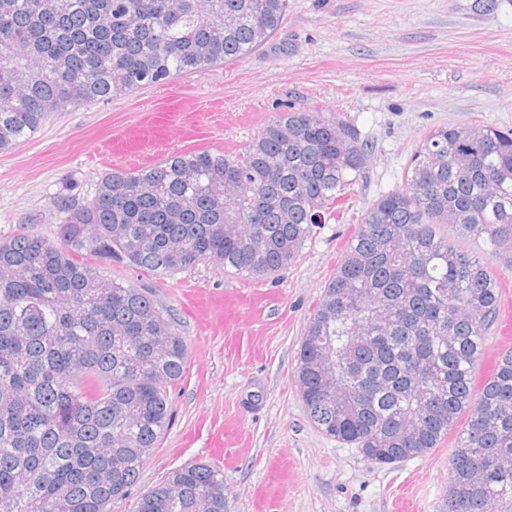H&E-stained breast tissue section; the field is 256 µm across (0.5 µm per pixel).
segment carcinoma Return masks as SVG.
<instances>
[{
	"label": "carcinoma",
	"mask_w": 512,
	"mask_h": 512,
	"mask_svg": "<svg viewBox=\"0 0 512 512\" xmlns=\"http://www.w3.org/2000/svg\"><path fill=\"white\" fill-rule=\"evenodd\" d=\"M289 0H0V151L51 112L242 58ZM367 144L306 110L268 121L238 155L194 151L52 197L57 240H0V512H108L172 421L186 368L172 310L73 259L174 276L208 262L275 278L364 188ZM446 224L512 263V130L447 124L359 229L301 340L303 404L373 465L455 433L447 512H512V350L473 399L499 281ZM133 512H224V472L173 469Z\"/></svg>",
	"instance_id": "carcinoma-1"
}]
</instances>
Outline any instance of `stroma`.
<instances>
[{
  "label": "stroma",
  "mask_w": 512,
  "mask_h": 512,
  "mask_svg": "<svg viewBox=\"0 0 512 512\" xmlns=\"http://www.w3.org/2000/svg\"><path fill=\"white\" fill-rule=\"evenodd\" d=\"M302 108L352 124L371 156L360 199L316 228L293 267L274 279L231 276L208 263L168 277L105 268L152 288L187 342L173 422L132 493L187 463L211 462L209 438L235 416L251 452L224 474L226 512H256L274 460L293 478L267 512H394L401 497L411 512H443L453 437L405 461L372 465L313 425L295 368L307 322L362 212L399 183L423 138L446 123L512 129V0H496L491 12L484 0H290L280 30L248 56L51 113L31 138L0 151V237L25 230L55 239L51 197L63 181L86 198L115 169L183 152L234 155L278 113ZM236 285L270 295L268 305L245 309L244 328L258 345L239 354L184 298L194 288L220 294Z\"/></svg>",
  "instance_id": "obj_1"
}]
</instances>
